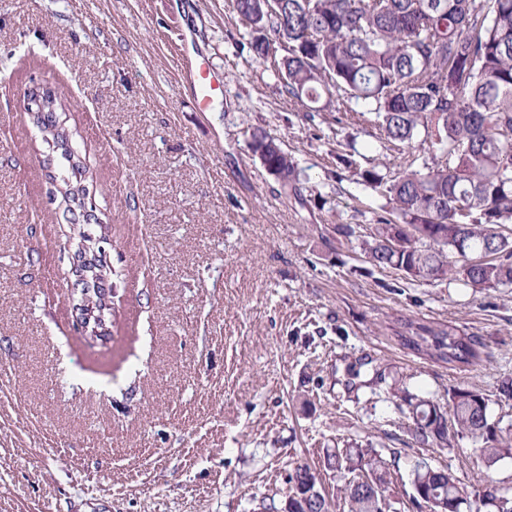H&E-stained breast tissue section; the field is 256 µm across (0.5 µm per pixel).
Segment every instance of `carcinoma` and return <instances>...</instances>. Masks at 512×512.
<instances>
[{
	"instance_id": "cac0c4a2",
	"label": "carcinoma",
	"mask_w": 512,
	"mask_h": 512,
	"mask_svg": "<svg viewBox=\"0 0 512 512\" xmlns=\"http://www.w3.org/2000/svg\"><path fill=\"white\" fill-rule=\"evenodd\" d=\"M242 26L257 32L253 55L282 75L288 96L312 118L343 97L350 119L376 130L386 150L408 158L386 171L376 163L358 180L385 203L372 210L364 263L392 268L411 282L461 281L479 290L512 288V0H232ZM288 43V57L275 46ZM53 99L39 122L52 139L67 136ZM250 149L285 190L297 192V166L273 138L250 137ZM403 345L446 364L480 361L475 336L448 324L400 323ZM407 435L452 449L467 439L488 469L512 459V425L493 419L490 399L455 386L445 400L403 398ZM325 465L344 481L347 512H376L389 500L390 461L373 449L338 448ZM368 475L371 486L354 485ZM313 469L298 463L288 496L303 494ZM412 502L428 512H512V497L487 484L473 507L458 477L428 461L411 470Z\"/></svg>"
}]
</instances>
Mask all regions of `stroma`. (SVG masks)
Segmentation results:
<instances>
[{
    "label": "stroma",
    "mask_w": 512,
    "mask_h": 512,
    "mask_svg": "<svg viewBox=\"0 0 512 512\" xmlns=\"http://www.w3.org/2000/svg\"><path fill=\"white\" fill-rule=\"evenodd\" d=\"M249 40L231 0H0V512H260L298 463L337 504L334 448L395 455L392 512H418L422 457L469 494H512V460L416 444L395 407L473 386L512 424V288L361 273V238L336 227L383 200L339 157L399 154L337 109L303 119ZM189 56L224 77L204 112ZM36 84L71 103L84 212L67 211L69 164L27 110ZM257 130L294 159L298 193L250 151ZM83 234L112 270L109 337L92 345L73 300ZM403 317L479 337L481 361L414 352Z\"/></svg>",
    "instance_id": "35a3bbf8"
}]
</instances>
